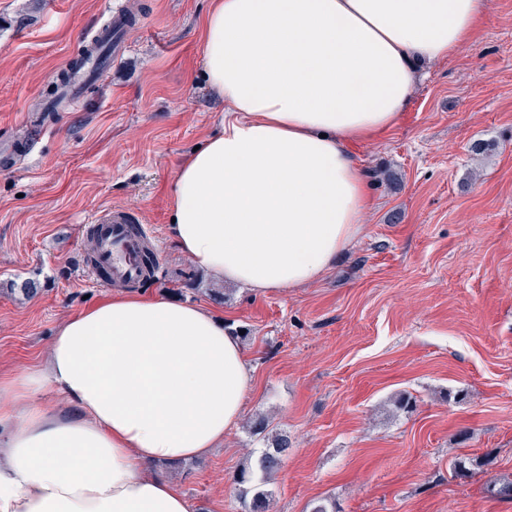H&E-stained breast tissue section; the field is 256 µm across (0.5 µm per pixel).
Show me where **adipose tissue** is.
I'll use <instances>...</instances> for the list:
<instances>
[{
	"instance_id": "ef3b65f1",
	"label": "adipose tissue",
	"mask_w": 512,
	"mask_h": 512,
	"mask_svg": "<svg viewBox=\"0 0 512 512\" xmlns=\"http://www.w3.org/2000/svg\"><path fill=\"white\" fill-rule=\"evenodd\" d=\"M486 0H210L200 57L219 133L178 167L170 232L212 277L256 292L319 281L374 199L361 147L410 108L414 61L470 42ZM252 368L199 303L119 294L59 325L45 363L0 377V512H190L153 472L207 455ZM64 401L50 410L47 393Z\"/></svg>"
}]
</instances>
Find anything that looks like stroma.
<instances>
[{
  "label": "stroma",
  "mask_w": 512,
  "mask_h": 512,
  "mask_svg": "<svg viewBox=\"0 0 512 512\" xmlns=\"http://www.w3.org/2000/svg\"><path fill=\"white\" fill-rule=\"evenodd\" d=\"M128 50L83 100L40 111L113 8ZM208 0H0V136L31 139L0 169V371L43 358L88 281V214L114 205L159 244L147 295L183 293L223 315L253 368L243 419L207 456L158 465L191 512H244L233 482L256 415L292 446L271 512H512V0H488L475 38L424 65L400 124L365 146L375 205L318 283L264 293L179 254L168 227L180 163L217 132L205 87ZM33 283L35 295L24 286ZM468 475L454 476L455 462Z\"/></svg>",
  "instance_id": "stroma-1"
}]
</instances>
